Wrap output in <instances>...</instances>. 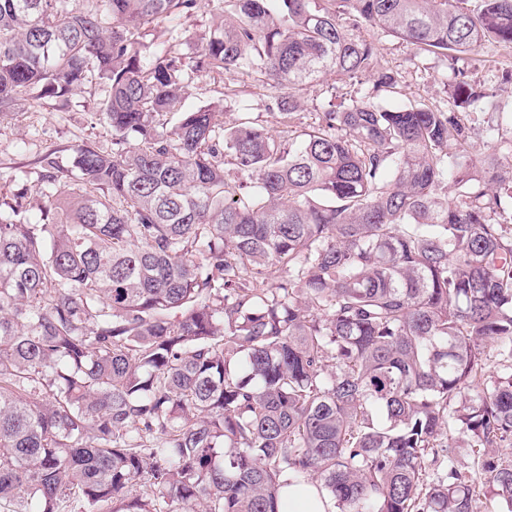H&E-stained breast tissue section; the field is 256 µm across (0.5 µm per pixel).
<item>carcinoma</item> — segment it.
Here are the masks:
<instances>
[{
	"label": "carcinoma",
	"mask_w": 512,
	"mask_h": 512,
	"mask_svg": "<svg viewBox=\"0 0 512 512\" xmlns=\"http://www.w3.org/2000/svg\"><path fill=\"white\" fill-rule=\"evenodd\" d=\"M213 24L194 52L184 22ZM378 28L457 73L388 108ZM161 22L170 38L147 40ZM512 0H0V116L92 105L112 150L0 202V512H512V142L468 79ZM253 75L274 133L183 104ZM367 83L295 134L284 92ZM469 450L459 468L455 444ZM223 80L211 74H203L189 87L187 106H194L202 103L216 102L220 99L219 92L222 91ZM497 121L499 123L501 120L498 118V115L495 113H480L478 114V121L476 124V130L475 134L473 135L472 139V145L473 149L477 154H488L493 153L498 150V147L500 145L506 146L511 139V132H510V126H508L506 123H503L502 130H500V133L503 135V142H496L489 140L485 135V129L488 124H496ZM281 510L284 512L334 511L331 502L327 498H322L312 485L284 488L281 496Z\"/></svg>",
	"instance_id": "obj_1"
}]
</instances>
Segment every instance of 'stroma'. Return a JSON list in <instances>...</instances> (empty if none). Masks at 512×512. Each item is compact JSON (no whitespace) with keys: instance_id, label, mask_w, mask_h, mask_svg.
Returning a JSON list of instances; mask_svg holds the SVG:
<instances>
[{"instance_id":"1","label":"stroma","mask_w":512,"mask_h":512,"mask_svg":"<svg viewBox=\"0 0 512 512\" xmlns=\"http://www.w3.org/2000/svg\"><path fill=\"white\" fill-rule=\"evenodd\" d=\"M363 34L378 47L381 65L400 73L398 104L435 106L447 100L450 80L443 58L417 55L414 46L375 28L364 29ZM506 68H512V51L490 44L471 78L492 88L502 104L511 107L512 85L501 81V72ZM226 86L241 91L252 118L259 124L276 126L278 118L266 110L261 89L238 73H226L221 79L210 74L200 76L190 87L186 103L194 106L217 101ZM332 92L337 97H347L354 94L355 88L340 82ZM332 92L322 83L297 88L295 94L301 98L303 107L295 113L293 127L302 131L316 124L321 105ZM82 143L106 150L112 147V131L93 114L89 93L74 95L63 108L35 109L27 100H19L12 115L0 118V200L11 198L21 186L36 185L37 160L41 155L53 151L66 159Z\"/></svg>"}]
</instances>
